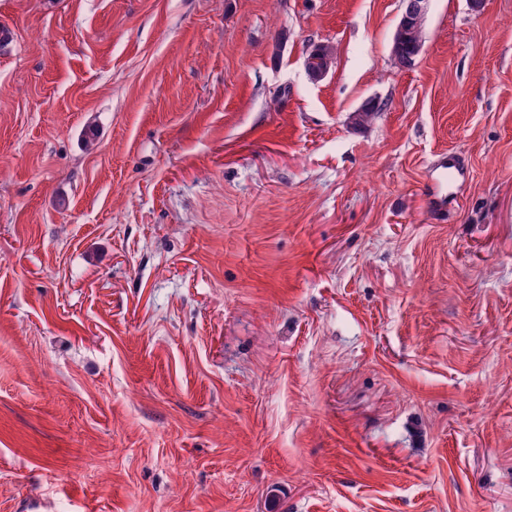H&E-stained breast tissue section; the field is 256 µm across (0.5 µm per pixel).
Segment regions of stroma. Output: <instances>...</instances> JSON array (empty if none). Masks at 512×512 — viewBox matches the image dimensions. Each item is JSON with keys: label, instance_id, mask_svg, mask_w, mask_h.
<instances>
[{"label": "stroma", "instance_id": "obj_1", "mask_svg": "<svg viewBox=\"0 0 512 512\" xmlns=\"http://www.w3.org/2000/svg\"><path fill=\"white\" fill-rule=\"evenodd\" d=\"M400 18L0 0V512H512V0ZM423 25L424 21L419 26L412 25L406 30L401 38L394 35L393 49L403 58L412 60L414 65L418 57L423 41Z\"/></svg>", "mask_w": 512, "mask_h": 512}]
</instances>
